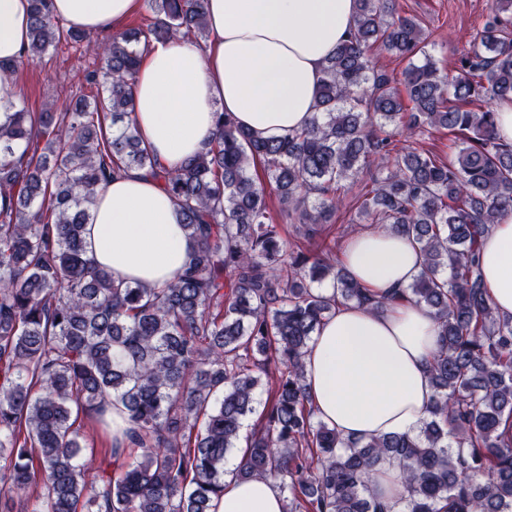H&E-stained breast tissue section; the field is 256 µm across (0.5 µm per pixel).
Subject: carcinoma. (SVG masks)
Masks as SVG:
<instances>
[{
    "label": "carcinoma",
    "mask_w": 512,
    "mask_h": 512,
    "mask_svg": "<svg viewBox=\"0 0 512 512\" xmlns=\"http://www.w3.org/2000/svg\"><path fill=\"white\" fill-rule=\"evenodd\" d=\"M49 2L32 0L28 58L87 38ZM143 2L149 23L99 47L93 92L39 112L0 95V512L37 480L26 512H213L261 387L268 402L236 474L279 481L285 512H384L372 485L387 459L405 512H512V439L500 432L512 421V318L493 311L476 262L488 227L512 213V143L485 107L512 99V0H492L453 78L394 0H356L309 125L263 138L220 112L208 147L171 168L131 118L138 46L206 38L204 0ZM376 45L408 61L401 86L371 66ZM424 126L454 135V159L400 145ZM374 164L387 174L362 193L358 223L420 246L405 295L433 312L441 347L419 434L359 443L314 421L302 381L337 303L382 305L339 267L329 234L341 190ZM130 168L163 182L194 244L162 286L125 284L85 255L99 188ZM269 192L297 221L291 245ZM328 279L332 295L315 291ZM114 403L127 446L89 472L81 421L112 438Z\"/></svg>",
    "instance_id": "obj_1"
}]
</instances>
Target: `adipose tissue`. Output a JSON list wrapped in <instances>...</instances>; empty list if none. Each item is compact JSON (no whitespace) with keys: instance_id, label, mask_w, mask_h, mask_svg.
I'll use <instances>...</instances> for the list:
<instances>
[{"instance_id":"1","label":"adipose tissue","mask_w":512,"mask_h":512,"mask_svg":"<svg viewBox=\"0 0 512 512\" xmlns=\"http://www.w3.org/2000/svg\"><path fill=\"white\" fill-rule=\"evenodd\" d=\"M31 0H0V87L29 42ZM143 0H53L52 12L84 32L120 33ZM355 0H205L208 39H178L140 50L133 119L167 167L205 150L217 113L243 128L280 138L305 127L327 58L346 38ZM88 258L127 282L161 285L187 266L193 243L165 187L132 168L101 187L86 227ZM341 267L385 300L371 310L338 303L312 336L304 387L315 418L342 438L416 435L434 394L430 356L440 345L434 316L399 295L423 269L419 246L406 236L372 231L352 237ZM478 268L497 315L512 317V215L491 225ZM215 512H285L268 476L224 479Z\"/></svg>"}]
</instances>
